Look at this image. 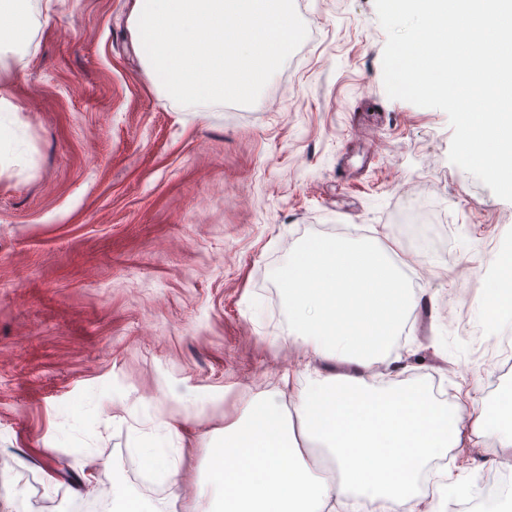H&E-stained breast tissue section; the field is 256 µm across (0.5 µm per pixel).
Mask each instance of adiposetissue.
Returning <instances> with one entry per match:
<instances>
[{
	"mask_svg": "<svg viewBox=\"0 0 512 512\" xmlns=\"http://www.w3.org/2000/svg\"><path fill=\"white\" fill-rule=\"evenodd\" d=\"M0 9L15 18L12 28L0 32V65L24 62L42 11L32 0H0ZM274 276L281 286L288 340L310 359L301 369L283 372L279 386L251 399L240 415L225 416L224 454L213 461L206 491L196 495L188 512H347L353 499L377 502V512H453L455 489L482 502L484 512H497L496 496L480 487L470 466H449L435 482L424 468L400 482L367 477L376 462L369 436L357 427L355 409L393 400L395 378L427 360H437L453 401L431 408L438 423L431 430L414 418L394 416L392 436L432 458L450 449L464 451L492 421L485 401L488 371L459 363L439 337L420 342L408 326L423 301H435V291L414 287L402 260L356 232L302 245ZM340 309L373 318L382 339L337 340ZM224 403V397H203L184 383L139 403L132 416L139 431L142 488L116 478L110 488L70 501L68 512H176L172 498L148 490L178 486L191 419ZM288 405L294 416L285 414ZM98 413L97 401L88 400L70 414L72 427L64 438L88 465L100 462L86 432ZM245 448L253 451L250 468L229 472Z\"/></svg>",
	"mask_w": 512,
	"mask_h": 512,
	"instance_id": "ef3b65f1",
	"label": "adipose tissue"
}]
</instances>
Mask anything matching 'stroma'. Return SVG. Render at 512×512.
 Instances as JSON below:
<instances>
[{
	"label": "stroma",
	"mask_w": 512,
	"mask_h": 512,
	"mask_svg": "<svg viewBox=\"0 0 512 512\" xmlns=\"http://www.w3.org/2000/svg\"><path fill=\"white\" fill-rule=\"evenodd\" d=\"M297 2L302 54L251 106L177 111L136 53L132 0H40L26 65L0 67V99L18 107L0 133V512L139 485L116 382L132 406L172 382L226 395L190 425L174 489L190 504L205 433L303 360L273 271L314 238L362 228L391 246L406 235L396 215L431 197L422 221L443 244L417 263L442 294L416 309V334L454 335L478 305L470 285L512 234V202L450 163L442 110L387 96L374 0ZM472 205L483 221L469 227ZM91 397L99 468L60 441L62 411Z\"/></svg>",
	"instance_id": "35a3bbf8"
}]
</instances>
